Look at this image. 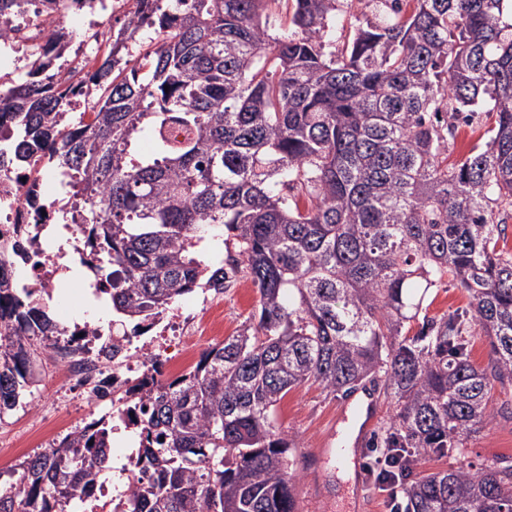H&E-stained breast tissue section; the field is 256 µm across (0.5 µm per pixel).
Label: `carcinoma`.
I'll return each instance as SVG.
<instances>
[{"label":"carcinoma","instance_id":"carcinoma-1","mask_svg":"<svg viewBox=\"0 0 512 512\" xmlns=\"http://www.w3.org/2000/svg\"><path fill=\"white\" fill-rule=\"evenodd\" d=\"M287 4L290 32H268ZM136 0L91 74L46 81L71 33L49 16L42 59L0 99V173L77 177L59 211L88 224L86 257L112 271L133 332L202 286L245 271L257 324L188 373L139 383L138 463L119 512H294L293 439L276 406L308 382L347 397L368 383L394 415L380 445L466 457L512 398V0ZM346 8L348 29L336 32ZM27 13L0 0V32ZM151 28L157 43L118 57ZM97 94L94 116L68 103ZM490 118L482 147L448 164L459 122ZM153 151L129 147L143 131ZM221 230L211 268L195 245ZM451 281L468 308L420 316ZM0 268V413L35 382L34 339L60 335ZM422 321L410 334L411 323ZM477 326L494 358L470 359ZM164 441H159V438ZM94 421L27 460L0 512H66L107 469ZM405 512H512V465L468 463L404 481Z\"/></svg>","mask_w":512,"mask_h":512}]
</instances>
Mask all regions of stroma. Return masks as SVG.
<instances>
[{
    "mask_svg": "<svg viewBox=\"0 0 512 512\" xmlns=\"http://www.w3.org/2000/svg\"><path fill=\"white\" fill-rule=\"evenodd\" d=\"M123 16L111 10L85 14L81 22L67 21L73 39L65 60L82 56L98 34L120 28ZM259 294L251 279L238 276L224 290V333L232 336L255 322ZM36 381L23 391L19 404L0 414V484L17 483L22 463L48 452L66 434L112 413L111 401L88 400L66 394L61 366L51 349L39 350L33 365ZM355 403L317 384L291 390L278 404L276 422L294 438L293 473L299 512H351L357 484L352 462H337L336 449L349 445L342 418ZM469 461L512 464V418L500 417L469 445Z\"/></svg>",
    "mask_w": 512,
    "mask_h": 512,
    "instance_id": "35a3bbf8",
    "label": "stroma"
}]
</instances>
